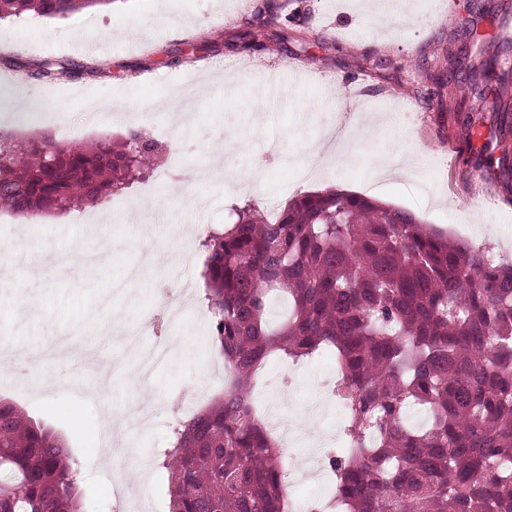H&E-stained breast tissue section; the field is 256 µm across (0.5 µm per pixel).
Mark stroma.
Wrapping results in <instances>:
<instances>
[{
    "label": "stroma",
    "mask_w": 512,
    "mask_h": 512,
    "mask_svg": "<svg viewBox=\"0 0 512 512\" xmlns=\"http://www.w3.org/2000/svg\"><path fill=\"white\" fill-rule=\"evenodd\" d=\"M381 22L361 0H120L49 19L26 12L0 21V45L18 32L32 65L69 61L70 77L22 78L0 64V135L55 136L47 121L22 123L39 110L63 114L70 141L119 142L135 129L165 125L156 175L168 189L144 195L135 181L120 195L58 215L34 218L0 208V251L16 255L0 281V401L50 427L64 440L78 473L86 512H115L112 463L100 460L108 422L131 415L141 397L157 407L153 425L119 440L123 467L135 476L156 462L187 402L210 385L209 324L187 315L162 333L187 346L155 370L149 385L123 329L141 323L154 288L181 278L201 295L202 246L233 209L285 205L334 183L351 193L376 191L387 205L422 223L493 250L512 252V189L496 165L475 168L476 151L500 156V135L465 76L481 80L496 56L512 67V0H407ZM252 29V48L240 45ZM104 112L87 125V102ZM360 118L401 140L406 157L365 155L299 182L314 161L312 143L333 121ZM272 373L290 375L289 411L314 398L332 356L293 361L272 354Z\"/></svg>",
    "instance_id": "1"
}]
</instances>
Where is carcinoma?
I'll return each instance as SVG.
<instances>
[{
    "instance_id": "cac0c4a2",
    "label": "carcinoma",
    "mask_w": 512,
    "mask_h": 512,
    "mask_svg": "<svg viewBox=\"0 0 512 512\" xmlns=\"http://www.w3.org/2000/svg\"><path fill=\"white\" fill-rule=\"evenodd\" d=\"M96 0H0V19L64 18ZM494 117L512 127V78L495 73ZM71 64L42 60L49 80ZM159 144L133 130L89 146L0 135V205L65 212L122 192ZM204 279L214 347L230 380L176 424L163 453L169 512H292L288 451L264 428L254 376L266 356L335 351L349 403L325 452L336 512H512V262L411 213L337 190L300 195L270 220L251 206L211 232ZM288 316L268 321V297ZM409 406L430 423L410 427ZM0 512H83L75 467L51 429L0 402Z\"/></svg>"
}]
</instances>
